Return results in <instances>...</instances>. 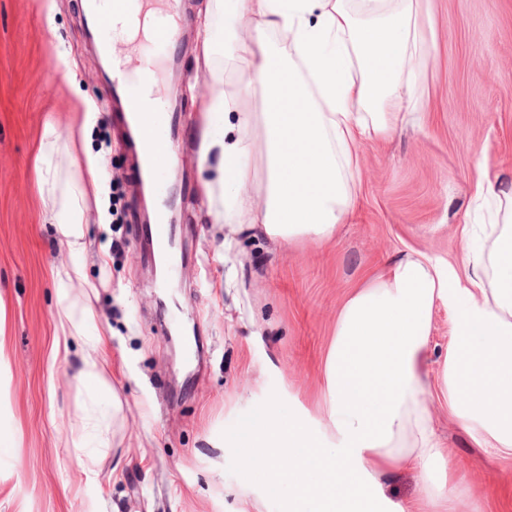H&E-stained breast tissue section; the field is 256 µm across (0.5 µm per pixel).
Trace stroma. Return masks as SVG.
<instances>
[{"label":"stroma","instance_id":"35a3bbf8","mask_svg":"<svg viewBox=\"0 0 512 512\" xmlns=\"http://www.w3.org/2000/svg\"><path fill=\"white\" fill-rule=\"evenodd\" d=\"M86 0H0V512H288L243 472L234 431L269 404L318 430L317 401L336 314L352 288L414 250L463 271L468 224L488 220L474 190L489 176L512 190V0H420L436 49L417 68L425 111L391 138L363 142L354 212L328 241L282 247L244 231L224 243L207 213L200 157L212 75L232 91V36L247 22L234 0H176L177 46L188 81L175 182L184 244L173 286L149 269L133 204V162L90 45ZM211 69L199 66L203 38ZM68 55L58 59L55 48ZM93 102L85 111L83 101ZM60 132L51 165L60 186L86 156L102 158L101 191L89 200L82 253L46 223L34 157L46 120ZM125 209L110 215L113 195ZM78 263L103 335L96 355L120 413L107 445L82 437L88 400L79 381L87 348L63 336L53 270ZM454 333L434 311L425 367L437 375ZM437 433L461 474L477 477L457 512H512V458L479 447L432 401ZM97 454L93 473L79 463Z\"/></svg>","mask_w":512,"mask_h":512}]
</instances>
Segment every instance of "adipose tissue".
<instances>
[{
  "instance_id": "1",
  "label": "adipose tissue",
  "mask_w": 512,
  "mask_h": 512,
  "mask_svg": "<svg viewBox=\"0 0 512 512\" xmlns=\"http://www.w3.org/2000/svg\"><path fill=\"white\" fill-rule=\"evenodd\" d=\"M254 26L234 37L243 92L260 90L263 111L217 94L201 131V155L218 153L216 183L223 192L209 213L230 232L248 226L291 245L331 239L353 210L364 140L386 139L418 102L415 66L430 53L418 24L419 0H238ZM284 36L276 46L272 35ZM264 169L255 173L253 162ZM38 192L52 197L46 222L58 225L70 250L86 246L81 198L100 188L103 162L87 158L77 190H59L45 154L35 159ZM260 181L261 199L247 187ZM476 196L496 203L500 246L491 260L471 249L468 271L407 254L370 276L344 299L324 367L321 429L267 407L239 434L247 472L267 486L288 485L312 512H454L465 481L439 480L451 460L435 433L431 397L476 441L512 457V191L490 178ZM60 328L85 336L94 313L83 267L56 268ZM447 306L456 321L437 378L421 361L432 314ZM80 380L93 406L83 430H101L109 407L101 399L100 336L85 337ZM289 468H281L282 458ZM418 471L421 498H385L371 478Z\"/></svg>"
}]
</instances>
